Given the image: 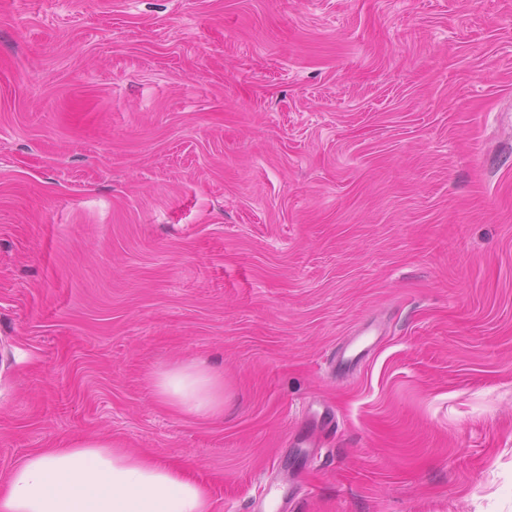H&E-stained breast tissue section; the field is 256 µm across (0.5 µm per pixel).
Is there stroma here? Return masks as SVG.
I'll return each mask as SVG.
<instances>
[{
  "mask_svg": "<svg viewBox=\"0 0 512 512\" xmlns=\"http://www.w3.org/2000/svg\"><path fill=\"white\" fill-rule=\"evenodd\" d=\"M89 438L213 512H512V0H0V494ZM375 331L371 328H365L356 333V336L351 337L346 343V350L340 358L336 359V368L338 371H342L349 368L351 365L356 363L362 357L367 355L372 348L375 346L377 339L372 341L371 336H375L372 332ZM376 336L379 335L376 332ZM154 389L159 398L188 415L224 412V376L203 364H179L160 371ZM278 484H280V481L275 474L267 480L264 487L265 497L268 499L269 508L271 509L269 512H288V492L280 493Z\"/></svg>",
  "mask_w": 512,
  "mask_h": 512,
  "instance_id": "1",
  "label": "stroma"
}]
</instances>
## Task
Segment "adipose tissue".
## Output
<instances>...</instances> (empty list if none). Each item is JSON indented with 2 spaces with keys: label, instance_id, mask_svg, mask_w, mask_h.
Returning <instances> with one entry per match:
<instances>
[{
  "label": "adipose tissue",
  "instance_id": "ef3b65f1",
  "mask_svg": "<svg viewBox=\"0 0 512 512\" xmlns=\"http://www.w3.org/2000/svg\"><path fill=\"white\" fill-rule=\"evenodd\" d=\"M156 395L178 411H224V378L187 363L160 371ZM0 512H212L206 489L174 467L105 441H78L16 466Z\"/></svg>",
  "mask_w": 512,
  "mask_h": 512
}]
</instances>
